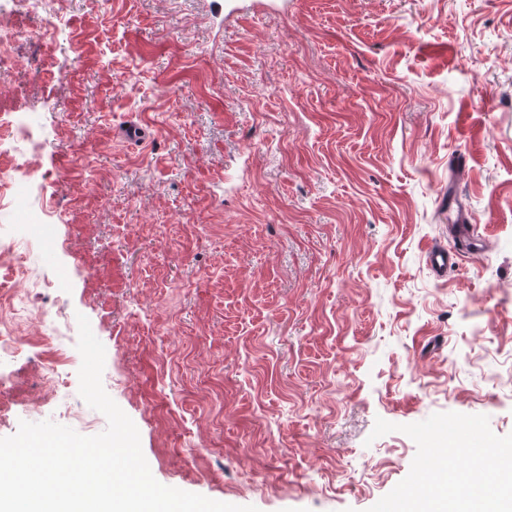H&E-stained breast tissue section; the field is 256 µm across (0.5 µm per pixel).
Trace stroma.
I'll return each mask as SVG.
<instances>
[{
  "instance_id": "1",
  "label": "stroma",
  "mask_w": 512,
  "mask_h": 512,
  "mask_svg": "<svg viewBox=\"0 0 512 512\" xmlns=\"http://www.w3.org/2000/svg\"><path fill=\"white\" fill-rule=\"evenodd\" d=\"M22 72L33 204L0 236L36 294L0 355L20 421L107 426L72 313L163 485L258 512H367L415 442L512 434V0H51ZM465 224L467 239L450 227ZM455 252L434 271L431 249ZM60 383L33 363L46 325Z\"/></svg>"
}]
</instances>
